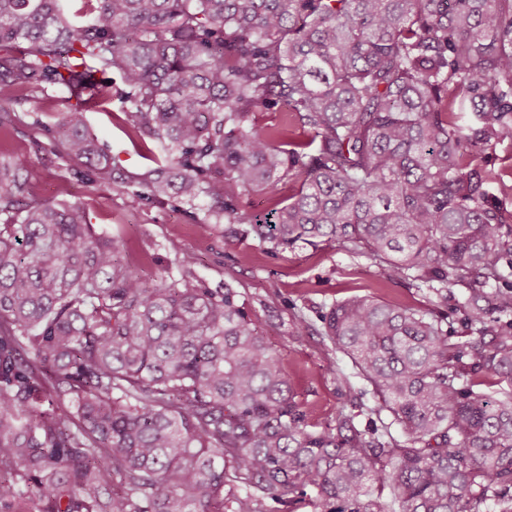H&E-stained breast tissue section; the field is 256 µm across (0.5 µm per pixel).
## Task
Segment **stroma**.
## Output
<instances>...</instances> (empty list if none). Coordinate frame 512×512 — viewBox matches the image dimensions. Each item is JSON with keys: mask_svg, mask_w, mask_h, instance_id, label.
Wrapping results in <instances>:
<instances>
[{"mask_svg": "<svg viewBox=\"0 0 512 512\" xmlns=\"http://www.w3.org/2000/svg\"><path fill=\"white\" fill-rule=\"evenodd\" d=\"M119 107L112 99L86 115L90 131L114 161L115 176L161 166L160 154L144 152L122 129ZM28 174L38 199L84 201L95 229L120 242L124 263L142 279L154 281L175 272V258L187 254L194 259L202 287L220 292L232 286L315 430L335 427L342 412L355 415L359 425L369 424L378 405L351 361L322 334L320 317L330 307L352 297L381 298L446 317L452 340L470 334L461 287L450 288L447 303H439L428 289L383 279L370 260L341 244L280 251L236 231L234 225L202 224L182 208L149 204L123 189L103 191L63 178L45 153L29 154ZM300 312L310 323L301 332L295 325Z\"/></svg>", "mask_w": 512, "mask_h": 512, "instance_id": "35a3bbf8", "label": "stroma"}]
</instances>
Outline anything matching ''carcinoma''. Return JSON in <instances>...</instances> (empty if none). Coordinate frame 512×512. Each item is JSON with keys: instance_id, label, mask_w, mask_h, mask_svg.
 Here are the masks:
<instances>
[{"instance_id": "cac0c4a2", "label": "carcinoma", "mask_w": 512, "mask_h": 512, "mask_svg": "<svg viewBox=\"0 0 512 512\" xmlns=\"http://www.w3.org/2000/svg\"><path fill=\"white\" fill-rule=\"evenodd\" d=\"M0 0V132L54 88L76 100L49 153L98 188L203 207L202 224L286 251L338 242L387 280L448 298L475 335L429 310L355 297L321 316L407 443L311 432L277 357L193 258L135 276L85 204L37 200L34 139L0 161V512H224L225 461L259 492L311 512H512V211L502 172L465 158L512 140V0ZM166 155L112 178L84 111L112 98ZM258 111L282 112L258 128ZM297 126L307 138L290 135ZM298 184L261 219L235 190Z\"/></svg>"}]
</instances>
